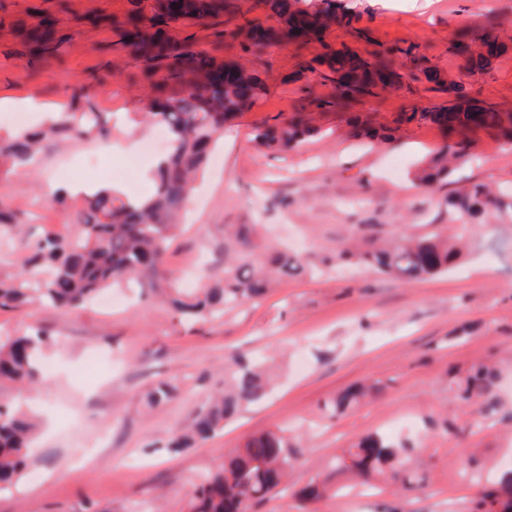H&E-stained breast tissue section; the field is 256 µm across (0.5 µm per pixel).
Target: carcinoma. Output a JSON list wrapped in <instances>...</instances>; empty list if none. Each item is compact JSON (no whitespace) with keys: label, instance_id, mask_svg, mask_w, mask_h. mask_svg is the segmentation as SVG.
Here are the masks:
<instances>
[{"label":"carcinoma","instance_id":"cac0c4a2","mask_svg":"<svg viewBox=\"0 0 512 512\" xmlns=\"http://www.w3.org/2000/svg\"><path fill=\"white\" fill-rule=\"evenodd\" d=\"M119 13L86 17L73 12L70 0L50 7L34 6L17 16L0 6V32L17 39L11 55L36 68L62 60L87 19L112 32L113 44L126 52L125 67L138 71L159 112L144 118L162 125L169 148L155 169V190L145 200L121 197L112 191L93 193L86 208L76 213L67 237L46 233L23 242L20 270L0 277V309L30 304L74 310L94 302L107 288L134 278L141 296H162L180 319L221 318L224 311L252 302L274 280L301 274L306 262L297 254L269 248L266 258L253 255L260 224L224 225V275L193 291L173 287L169 252L179 234L177 217L190 202L197 174L207 161L215 135L234 113L250 107L266 93V81L239 61L220 56L225 48L239 57L260 59L269 50L292 46L300 58L292 76L303 82L298 113L284 124L257 129L255 140L267 149L294 148L322 133L312 114L332 108L349 109L366 97H381L405 82H427L430 90L447 95L431 107L401 110L391 123L363 128L353 118L358 135L381 143L402 127L430 121L448 131L451 143L416 170L414 180L429 185L452 175L466 161L465 141L475 132L512 141V112H505L442 77L414 44L359 52L348 43L329 38L334 27L344 29L356 42L372 43L359 14L339 0H124ZM261 15H256V11ZM211 31L212 49L199 48L196 29ZM494 19L477 28L463 27L450 38L448 52L463 58L473 72L490 70L494 60L512 48L501 37ZM316 42L320 52L308 58L302 50ZM329 86L323 95L316 87ZM111 134L106 113L87 108L58 116L44 128L17 138L0 136V172L31 169L47 143L60 139L98 138ZM494 215L512 223V188L498 191L473 184L448 198V219L467 226ZM463 251L448 242L444 231L409 233L384 246L364 237L336 252L334 260H352L401 281L420 280L445 273L461 260ZM52 340L39 327L12 336H0V381L22 392L41 382V362ZM496 373L485 363L473 365L457 384L456 398L484 415L495 408ZM269 373L262 363L242 355L232 357L224 390L215 393L189 428L168 445L173 452L192 447L224 429V421L241 408L264 400ZM174 387L157 383L145 397L155 408L168 401ZM366 391L348 389L325 404L342 414L357 404ZM35 418L16 403L0 406V492L16 485L26 474ZM408 445L374 433L355 442L336 457L333 469L368 483L376 473L396 488H413ZM295 457L288 436L270 431L244 439L216 463L191 492L188 512H254V507L283 490ZM476 512H512V469L505 471L477 503Z\"/></svg>","mask_w":512,"mask_h":512}]
</instances>
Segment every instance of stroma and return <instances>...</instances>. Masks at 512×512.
Listing matches in <instances>:
<instances>
[{
    "instance_id": "stroma-1",
    "label": "stroma",
    "mask_w": 512,
    "mask_h": 512,
    "mask_svg": "<svg viewBox=\"0 0 512 512\" xmlns=\"http://www.w3.org/2000/svg\"><path fill=\"white\" fill-rule=\"evenodd\" d=\"M344 2L361 13L373 41L418 45L444 76L512 110V51L486 73L466 72L448 52L458 28L489 17L512 35V0ZM111 41L110 31L85 27L65 64L36 70L0 44V100L31 101L34 127L42 112L72 111V86L88 81L104 62L123 60ZM296 64L289 48L274 49L258 63L273 75L268 92L225 123L181 217L169 267L178 275L197 258L198 274L206 276L224 264L225 225L263 224L273 242L311 256L320 275L273 284L262 300L192 326L158 300L109 310L93 304L0 310V334L26 323L42 327L55 340L47 357L57 364L48 388L24 401L39 429L27 475L0 494V512H186L193 486L226 449L277 428L288 430L296 457L290 490L255 512H302L295 492L316 480L336 485L337 492L313 504V512H361L350 475L335 474L332 460L361 437L384 432L385 419L411 411L418 424L405 438L418 446L415 467L424 481L404 491L377 480L373 512H476L482 487L475 475L512 468V226L473 227L471 251L459 267L410 283L363 264L329 261L337 247L365 234L390 239L405 230L441 229L448 196L461 184L512 182V144L473 136L468 150L474 161L429 190L418 187L413 174L448 143L430 123L370 146L352 136L349 112H319L314 122L321 136L292 150L265 149L254 140L256 127L285 122L298 108L300 84L290 78ZM89 83L91 105L112 115L110 139L60 145L36 171L0 176V205L19 221H32L35 233L69 224L83 205L80 193L64 210L45 203L52 179L109 184L129 196L152 191L150 182L129 174L122 148L125 138L140 144L157 131L148 122L127 125L129 110L150 111L147 89L127 76ZM443 99L411 82L353 111L383 124L402 109ZM91 351L100 364L86 376ZM234 352L274 357L271 395L196 447L169 452L170 440L223 389L224 364ZM478 362L499 371L500 406L473 423L455 389ZM159 381L173 385V395L147 409L144 396ZM359 383L376 388V395L340 415L324 412L325 401ZM100 431L106 444L94 458H83L85 443Z\"/></svg>"
}]
</instances>
